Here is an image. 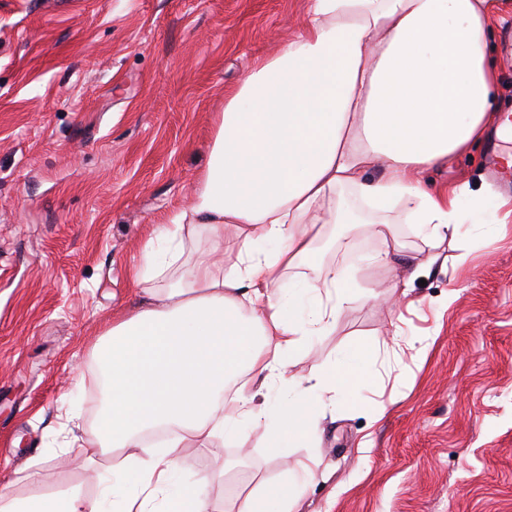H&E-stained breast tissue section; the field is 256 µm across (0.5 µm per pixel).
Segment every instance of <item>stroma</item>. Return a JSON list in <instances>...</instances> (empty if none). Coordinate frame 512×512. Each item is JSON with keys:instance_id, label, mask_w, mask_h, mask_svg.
Returning a JSON list of instances; mask_svg holds the SVG:
<instances>
[{"instance_id": "stroma-1", "label": "stroma", "mask_w": 512, "mask_h": 512, "mask_svg": "<svg viewBox=\"0 0 512 512\" xmlns=\"http://www.w3.org/2000/svg\"><path fill=\"white\" fill-rule=\"evenodd\" d=\"M309 0H0V494L98 498L112 454L88 458L102 397L92 349L134 312L145 243L208 165L224 96L300 31ZM491 40L496 103L512 110V0ZM497 137L424 172L425 188L491 186ZM400 260L364 224H331L320 265L352 268L357 299L310 340L311 376L368 346L375 376L325 403L317 437L262 430L191 451L183 478L240 512L281 460L321 479L305 512H512V223L430 244L396 221ZM467 255L457 265L459 255ZM418 273L404 309L381 301ZM371 449L360 453L363 441Z\"/></svg>"}]
</instances>
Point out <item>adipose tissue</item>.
<instances>
[{
	"mask_svg": "<svg viewBox=\"0 0 512 512\" xmlns=\"http://www.w3.org/2000/svg\"><path fill=\"white\" fill-rule=\"evenodd\" d=\"M496 0H310L297 39L256 59L224 97L211 157L189 205L145 247L136 283L146 299L116 311L93 353L105 403L95 453H116L107 487L112 512H222L208 479L182 481L185 451L242 426L272 445L316 436L324 397L354 394L375 373L370 351H346L312 385L293 373L307 337L335 328L357 288L349 268L318 266L282 289L286 269L316 261L329 224L369 223L390 235L393 209L419 235L444 241L484 213L487 188H422L420 174L466 151L488 129L512 124L496 111L488 41ZM205 230L209 257L182 267L186 243ZM236 260L224 267V235ZM173 273L164 288L151 280ZM253 390L225 393L239 374ZM169 430L160 447L146 433ZM309 467L261 484L243 512H299ZM0 512H103L75 489Z\"/></svg>",
	"mask_w": 512,
	"mask_h": 512,
	"instance_id": "1",
	"label": "adipose tissue"
}]
</instances>
